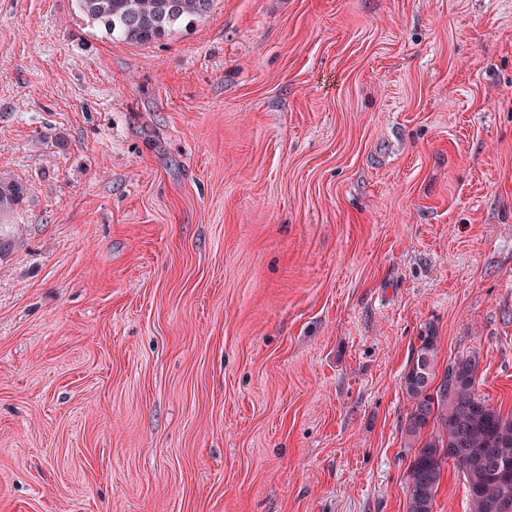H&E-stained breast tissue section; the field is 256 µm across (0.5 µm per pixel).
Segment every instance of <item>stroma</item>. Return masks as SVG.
I'll use <instances>...</instances> for the list:
<instances>
[{
  "mask_svg": "<svg viewBox=\"0 0 512 512\" xmlns=\"http://www.w3.org/2000/svg\"><path fill=\"white\" fill-rule=\"evenodd\" d=\"M0 177V512H406L431 325L512 415V0H0ZM78 12L112 38L147 44L166 37L187 17H203L211 0H75ZM24 195L25 189L22 183L15 180L0 179V258L15 246L16 238L15 230H7L13 228L16 224L2 223L9 221V218L16 213L23 202Z\"/></svg>",
  "mask_w": 512,
  "mask_h": 512,
  "instance_id": "stroma-1",
  "label": "stroma"
}]
</instances>
